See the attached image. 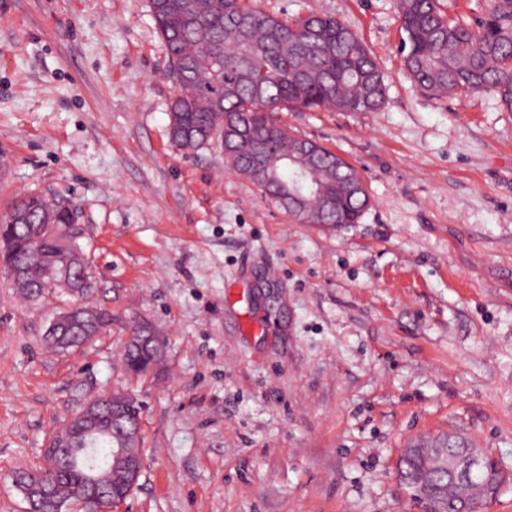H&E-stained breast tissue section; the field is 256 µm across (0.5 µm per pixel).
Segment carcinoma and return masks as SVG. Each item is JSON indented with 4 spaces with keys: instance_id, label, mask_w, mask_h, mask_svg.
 I'll return each mask as SVG.
<instances>
[{
    "instance_id": "carcinoma-1",
    "label": "carcinoma",
    "mask_w": 512,
    "mask_h": 512,
    "mask_svg": "<svg viewBox=\"0 0 512 512\" xmlns=\"http://www.w3.org/2000/svg\"><path fill=\"white\" fill-rule=\"evenodd\" d=\"M404 66L434 96L489 90L512 111V0H492L472 22L446 13L440 0H397ZM155 29L169 59L174 84L168 134L181 149L216 145L231 168L245 173L251 159L242 139L263 142L273 159L288 155L300 136L278 123V112H376L386 84L375 58L358 32L328 15L282 20L248 5V0H150ZM311 164L318 168L331 209L321 197L280 200L267 176L251 178L289 213L319 215L320 224H356L370 204L366 187L349 194L341 180L358 169L310 141ZM6 225L12 241L6 265L25 272L16 287L25 299L62 290L56 259L68 247L72 266L67 285L78 291L80 328L58 332L52 345L66 350L78 336H96L112 325V313L84 299L94 288L83 252L66 227L71 208L64 201L31 194L10 209ZM47 473L53 490L73 500L83 494L85 475L72 456L50 454ZM448 512H455V490L445 474L433 475Z\"/></svg>"
}]
</instances>
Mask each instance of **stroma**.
I'll list each match as a JSON object with an SVG mask.
<instances>
[{"instance_id": "stroma-1", "label": "stroma", "mask_w": 512, "mask_h": 512, "mask_svg": "<svg viewBox=\"0 0 512 512\" xmlns=\"http://www.w3.org/2000/svg\"><path fill=\"white\" fill-rule=\"evenodd\" d=\"M251 3L336 16L386 76L380 111L278 115L357 167L359 223H296L220 148L170 143L149 0H0V213L75 204L116 319L51 348L67 297L25 301L0 271V512H26L14 473L113 390L140 404L145 458L119 512H423L397 462L450 431L512 469V112L422 91L396 0ZM141 323L165 348L135 379Z\"/></svg>"}]
</instances>
